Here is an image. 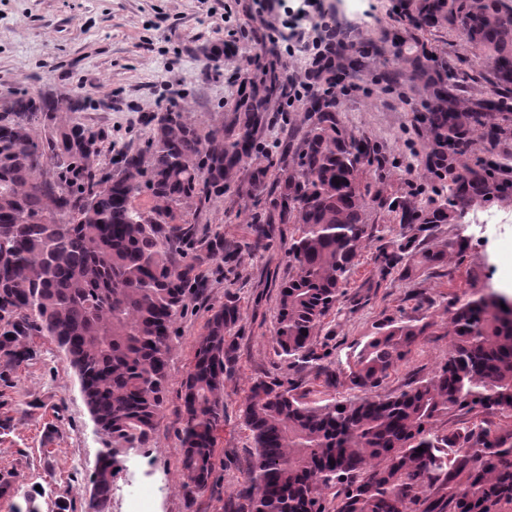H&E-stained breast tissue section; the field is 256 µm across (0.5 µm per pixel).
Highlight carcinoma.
<instances>
[{"mask_svg": "<svg viewBox=\"0 0 512 512\" xmlns=\"http://www.w3.org/2000/svg\"><path fill=\"white\" fill-rule=\"evenodd\" d=\"M498 0H418L409 24L421 29L444 15L491 67L496 100L467 101L469 71L448 67L441 85L427 78L431 163L438 181L434 207L402 198L388 204L399 223L421 232L447 224L476 204L512 201L502 164L463 166L452 183V149L467 153L463 132L483 127L498 140L509 127L486 124L512 98V10ZM285 91L273 79L242 84L235 128H201L182 108L153 129L146 148L117 152L111 172L100 162L98 136L67 117L79 107L41 91L24 92L0 108V381L38 357L50 338L74 369L99 452L88 477L86 512H109L117 464L148 446L168 388L173 325L202 291L200 268L229 263L266 247L273 224H295L288 247L295 273L280 291L274 327L278 353L294 365L320 359L314 338L342 295L363 243L370 185L366 167L382 165L374 146L338 128L335 99L317 95L313 127L302 137L292 171L274 179V214L257 216L244 248H224V234L197 235L196 200L224 198L243 163L259 153L255 134L269 97ZM147 193L143 209L135 196ZM73 202L67 221L51 218ZM462 246L436 251L416 237L383 250V270L408 272L415 256L436 265ZM237 301L214 310L183 383L180 434L183 488L204 492L216 468L224 427V378L232 372ZM421 318H389L346 361L344 375L361 395L309 401L278 379L254 381L242 419L255 454L235 500L224 512H512V300L490 289L460 302L448 321V359L432 375L397 394L375 395L398 362L427 335ZM481 420L441 430L448 416L476 410ZM422 452H417L418 448Z\"/></svg>", "mask_w": 512, "mask_h": 512, "instance_id": "carcinoma-1", "label": "carcinoma"}]
</instances>
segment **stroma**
<instances>
[{
	"mask_svg": "<svg viewBox=\"0 0 512 512\" xmlns=\"http://www.w3.org/2000/svg\"><path fill=\"white\" fill-rule=\"evenodd\" d=\"M336 11L346 47L337 81L336 121L340 129L364 138L384 159L382 167L363 174L372 190L366 240L338 303L316 337L321 368L297 367L279 356L273 330L282 283L293 270L288 246L291 224H278L264 250L243 256L236 266L216 260L201 269L203 291L192 297L173 326L169 381L157 430L148 453L149 469L140 471L125 456L118 482L149 483L160 488L158 512H223L247 475L254 442L242 424L240 407L257 379L289 381L299 391H320L337 399L353 397L340 374L347 355L374 335L386 319L423 317L431 324L411 354L383 382L384 394L398 393L415 379L434 372L448 357V318L460 300L487 288L512 285V202L483 203L499 218L495 234L483 235L466 223L442 224L426 238L428 248L464 239L463 251L436 266L418 265L406 276L380 273L379 252L402 240L388 202L403 197L416 202L432 195L427 104L431 90L415 78L412 58L426 53L433 77H444L448 65L464 62L478 82L463 97H489L483 79L487 64L475 58L465 38L439 21L411 33L406 15L414 0H327ZM252 0H0V101L24 89H41L85 100L73 121L99 133L103 150L145 147L162 110L181 106L184 119L200 127L232 126L234 93L246 77H261L268 67H288L302 74L310 48L268 53L272 30L280 17L254 18ZM227 43L233 50L210 61L211 46ZM314 121L308 102L286 104L275 95L269 121L259 133L262 155L245 163L239 175L247 182L256 167L270 176L291 170L290 162ZM273 207L268 194L228 192L222 201L203 207L197 232L224 234L234 248L251 238L254 213ZM237 299L241 317L235 328V363L224 383V429L217 445V465L209 488L188 495L182 488L180 441L181 387L194 350L212 310ZM33 364L19 368L0 391V416L13 427L0 434V480L16 494L37 493L40 512H54L57 500L71 501L85 512L88 473L102 448L80 392L74 370L50 338L39 341Z\"/></svg>",
	"mask_w": 512,
	"mask_h": 512,
	"instance_id": "stroma-1",
	"label": "stroma"
}]
</instances>
